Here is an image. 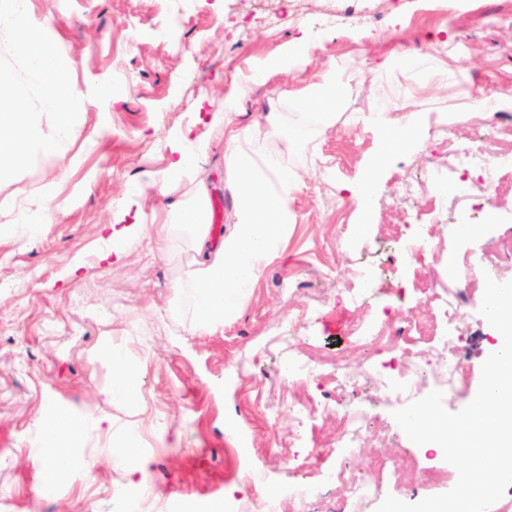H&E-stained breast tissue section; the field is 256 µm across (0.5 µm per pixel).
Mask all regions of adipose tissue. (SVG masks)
<instances>
[{"label": "adipose tissue", "instance_id": "obj_1", "mask_svg": "<svg viewBox=\"0 0 512 512\" xmlns=\"http://www.w3.org/2000/svg\"><path fill=\"white\" fill-rule=\"evenodd\" d=\"M349 79L335 68H328L305 85L300 95L315 111L312 120L328 126L336 120V108L344 101ZM245 84L234 85L224 99V109L215 113L212 128L224 139V182L235 204L236 221L221 238L209 237V227L198 213L207 200L202 184L190 189V203L180 214L181 223L189 225L206 249L189 273L195 295V326L207 332L223 326L250 296L267 262L278 253L296 215L291 208L301 187L297 172L288 168L274 152H258L252 145L258 140L280 137L283 133L277 102H270L262 120L249 125L238 121L239 108L248 96ZM422 124L420 113H411L406 121L392 117L381 120L383 135L371 162L382 168L395 151L408 148ZM111 386L100 390L102 403L124 398L133 403L141 398L138 365L118 355H111ZM83 422L77 414L59 411L44 423V452L41 471L46 484L59 483L67 474L68 461L77 446ZM151 457L149 448L139 439L138 421L127 422L122 439L112 443V467L119 470L124 484H132Z\"/></svg>", "mask_w": 512, "mask_h": 512}]
</instances>
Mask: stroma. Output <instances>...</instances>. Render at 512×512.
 <instances>
[{"label": "stroma", "instance_id": "1", "mask_svg": "<svg viewBox=\"0 0 512 512\" xmlns=\"http://www.w3.org/2000/svg\"><path fill=\"white\" fill-rule=\"evenodd\" d=\"M25 8L60 48L81 105L54 156L0 182V512H123L127 495L141 512L216 501L224 512H259L262 496L307 481L311 498L291 502L290 512H334L346 488L331 477L337 462L325 444L341 437L351 412L375 420L349 457L352 475L406 503L445 493L430 479L443 455L406 436L385 394L401 365L430 355L433 338L420 337L397 361L355 348L351 325L374 317L398 326L419 303L439 320L421 279L464 287L452 336L469 382L443 406L454 413L470 403L496 342L479 313L481 268L495 265L512 280V258L499 250L512 235V206L500 223H484L495 200L477 177L464 198L426 176L447 170L455 145L490 138L491 115L461 107L471 93L497 86L499 111L512 122V23L493 21L512 0H25ZM228 17L236 22L230 33ZM302 25L314 43L307 68L254 84L242 106L248 123L269 100L281 102L288 136L266 148L304 177L296 222L237 315L197 331L192 289H173L195 256L192 231H173L164 244L152 235L129 240L117 262L107 227L176 221L188 184L170 164L188 155L209 202L221 206L211 232H226L234 200L213 114L232 83L282 55ZM440 28L448 46L438 53L428 35ZM332 66L351 81L335 125L320 128L300 119L307 106L298 92ZM437 67L447 69V86L426 82ZM382 105L393 117L422 112L426 121L374 173L379 127L371 114ZM368 178L371 193L355 201L349 186ZM418 181L435 219L401 191ZM42 186L48 194L39 201L33 192ZM423 223L443 249L404 265L391 229ZM340 280L363 287V305L349 302ZM116 348L145 366L144 411L133 414L121 400L106 411L117 429L139 420L150 465L127 495L113 493L109 439L89 424L66 479L43 483L44 415L55 407L94 412L99 389L112 383L105 357ZM315 356L343 363L349 377L327 366L318 380H289L290 366ZM292 393L328 402L329 418L295 421L285 407Z\"/></svg>", "mask_w": 512, "mask_h": 512}]
</instances>
